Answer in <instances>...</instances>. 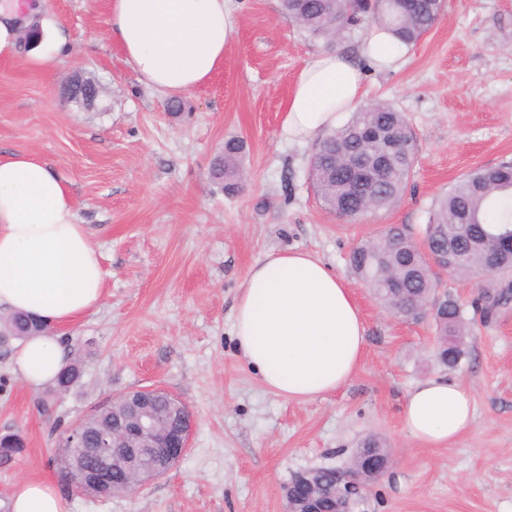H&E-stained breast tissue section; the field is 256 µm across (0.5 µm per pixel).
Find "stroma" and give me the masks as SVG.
I'll return each instance as SVG.
<instances>
[{"mask_svg":"<svg viewBox=\"0 0 512 512\" xmlns=\"http://www.w3.org/2000/svg\"><path fill=\"white\" fill-rule=\"evenodd\" d=\"M109 0H40L59 24L19 58L0 59V153L33 151L67 179L73 206L101 254L100 307L66 328L79 382L33 389L0 346V434L26 451L0 466V502L22 478L56 482L66 512H284L298 473L350 466L370 435L394 462L361 512H512V304L491 320L471 315L467 356L451 370L433 354L431 318L381 307L347 261L387 225L421 238L432 201L474 168L512 158V0H445L439 23L396 70L367 72L363 103H392L416 137L411 187L392 210L352 223L307 186L312 144L283 135L294 81L321 42L280 0H232L236 29L224 66L168 111L108 36ZM66 37L67 55L49 45ZM75 76L96 80L97 104L76 111L63 95ZM246 144L244 187L212 182L226 138ZM273 250L329 263L353 289L366 341L360 365L335 393L304 402L267 390L232 336L247 268ZM448 375L471 392L475 425L445 448L402 428L420 380ZM160 386L194 419L191 447L171 471L133 495L91 497L63 483L61 432L95 405Z\"/></svg>","mask_w":512,"mask_h":512,"instance_id":"obj_1","label":"stroma"}]
</instances>
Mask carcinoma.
I'll use <instances>...</instances> for the list:
<instances>
[{
  "label": "carcinoma",
  "instance_id": "obj_1",
  "mask_svg": "<svg viewBox=\"0 0 512 512\" xmlns=\"http://www.w3.org/2000/svg\"><path fill=\"white\" fill-rule=\"evenodd\" d=\"M283 11L308 37L333 49L358 32L373 25L388 31L410 46L436 25L443 0H281ZM376 128L390 136L395 158L368 180L354 175L352 158L373 155L378 142L366 131ZM244 141H224V154L212 168L224 173L217 185L228 195L243 187L241 158ZM416 140L404 113L387 102H374L352 113L350 119L323 136L315 146L308 167V181L325 209L345 221H355L367 213L389 211L404 196L413 174ZM452 242L456 258L449 272L480 278L472 307L491 317L512 302V264L501 263L498 255L512 252V161L480 166L437 198L428 212L423 238L417 242L401 228L391 225L373 240L356 245L349 263L380 305L397 315L416 321L431 316L436 327L435 355L446 368L458 366L466 352L467 318L463 304L448 292L431 269L426 252ZM36 329L27 315L0 318V340H20ZM80 377L72 363L56 379V388L66 390ZM24 451L17 434L0 446V465H8ZM59 456V470L70 486L80 485L78 470L71 459ZM155 465L143 458L131 467L116 459L110 491L118 495L134 473Z\"/></svg>",
  "mask_w": 512,
  "mask_h": 512
}]
</instances>
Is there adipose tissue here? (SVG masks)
<instances>
[{"mask_svg":"<svg viewBox=\"0 0 512 512\" xmlns=\"http://www.w3.org/2000/svg\"><path fill=\"white\" fill-rule=\"evenodd\" d=\"M230 2L109 0L108 35L143 85L177 98L223 66L234 29ZM410 51L373 29L358 57L317 53L295 82L284 134L296 142L319 139L363 96V68L399 67ZM103 278L65 178L36 153H0V310L48 325L18 344L12 371L25 385L54 382L65 368L60 329L98 307ZM232 333L261 384L300 401L333 393L351 379L366 328L350 288L320 258L272 251L246 272ZM401 420L420 444L444 448L472 429L473 398L458 381L429 378L409 391ZM7 499L10 512H66L48 480L17 481Z\"/></svg>","mask_w":512,"mask_h":512,"instance_id":"adipose-tissue-1","label":"adipose tissue"}]
</instances>
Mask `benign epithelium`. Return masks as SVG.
I'll return each mask as SVG.
<instances>
[{"label":"benign epithelium","instance_id":"1","mask_svg":"<svg viewBox=\"0 0 512 512\" xmlns=\"http://www.w3.org/2000/svg\"><path fill=\"white\" fill-rule=\"evenodd\" d=\"M101 94V87L88 83L82 78H73L67 83L68 100L82 98L95 102ZM162 397L170 394L159 388L145 387L122 396L134 411V418L112 417V425L102 427L88 435L84 421H78L66 431L64 440L69 448L78 449L80 455L90 462L86 487L97 492V496H107L111 485L110 469L112 458L122 455L131 462L145 455L159 457L164 467L171 469L186 455L192 434V420L182 402L169 418L163 419L155 406ZM392 463V459L381 455L368 454L362 458L358 468L336 471V482L330 486L315 488L313 472L303 471L294 476L285 488L287 512H293L297 500L294 489L302 486L307 490L303 512H324L322 498L328 496L334 503L331 512H355L362 498V491L380 478Z\"/></svg>","mask_w":512,"mask_h":512}]
</instances>
